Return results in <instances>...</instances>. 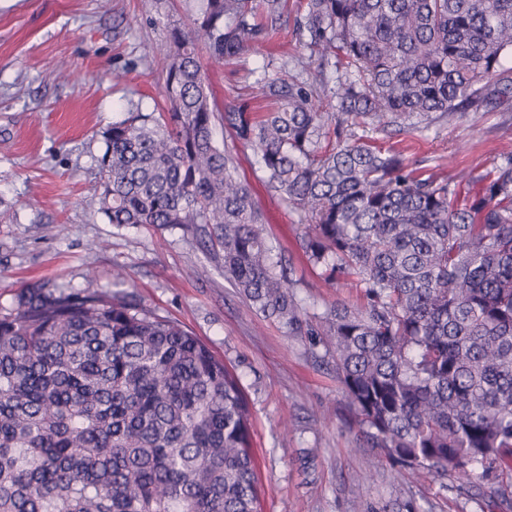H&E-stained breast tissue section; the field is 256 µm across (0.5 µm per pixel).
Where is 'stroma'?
Returning a JSON list of instances; mask_svg holds the SVG:
<instances>
[{
  "label": "stroma",
  "mask_w": 512,
  "mask_h": 512,
  "mask_svg": "<svg viewBox=\"0 0 512 512\" xmlns=\"http://www.w3.org/2000/svg\"><path fill=\"white\" fill-rule=\"evenodd\" d=\"M154 0H0V309L47 284L131 293L179 323L238 374L255 417L261 512H378L413 499L423 512H512L457 482L413 479L368 447L325 350L313 337L262 319L224 278L211 249L173 229L118 227L93 186L104 133L133 108L161 101L160 58L145 59L163 25H146ZM287 61L259 46L207 68L216 108L248 105L260 75L288 77L310 52L285 23ZM409 164L452 176L481 173L512 153V112L456 113L394 133ZM238 175L264 213L265 237L288 255L307 313L359 303L325 283L298 240L297 215L270 192L250 150Z\"/></svg>",
  "instance_id": "obj_1"
}]
</instances>
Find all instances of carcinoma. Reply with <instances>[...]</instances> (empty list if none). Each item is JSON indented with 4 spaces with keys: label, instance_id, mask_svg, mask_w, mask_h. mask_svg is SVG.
Here are the masks:
<instances>
[{
    "label": "carcinoma",
    "instance_id": "carcinoma-1",
    "mask_svg": "<svg viewBox=\"0 0 512 512\" xmlns=\"http://www.w3.org/2000/svg\"><path fill=\"white\" fill-rule=\"evenodd\" d=\"M288 0H201L154 47L164 112L112 123L98 159L108 223L211 244L256 314L316 336L366 443L412 476L512 498V156L441 178L374 145L435 116L512 110V0H301L303 81L256 80L270 112H218L200 51L269 42ZM337 74L321 108L324 65ZM235 133L218 144L216 125ZM253 152L325 282L359 292L302 319L285 254L237 176ZM239 376L133 295L25 289L0 312V512H257Z\"/></svg>",
    "mask_w": 512,
    "mask_h": 512
}]
</instances>
